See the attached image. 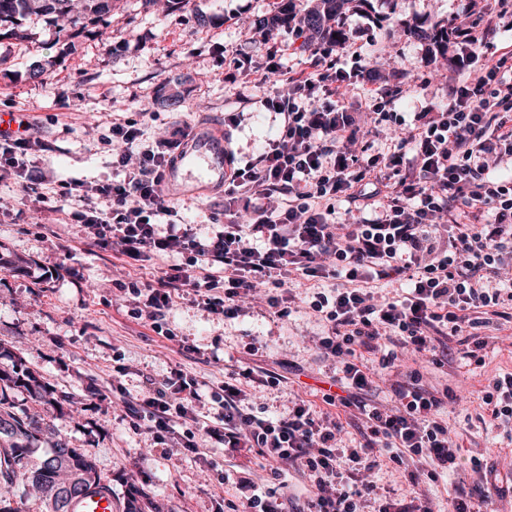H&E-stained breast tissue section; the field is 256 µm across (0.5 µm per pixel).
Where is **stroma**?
<instances>
[{
    "label": "stroma",
    "mask_w": 512,
    "mask_h": 512,
    "mask_svg": "<svg viewBox=\"0 0 512 512\" xmlns=\"http://www.w3.org/2000/svg\"><path fill=\"white\" fill-rule=\"evenodd\" d=\"M283 2L189 0L168 11L145 0H117L99 28L79 36L53 17L29 16L17 21L21 38L0 39V111L26 113L43 144L24 157L22 184L0 181V366L21 365L49 390L66 395L62 410H49L46 422L111 481L117 512H124L133 491L145 494L159 512H229L241 471L250 470L259 486L269 484V465L257 452L223 447L165 453L148 431L134 429L130 405L147 376L176 368L192 372L207 405L225 377L247 366L256 381L254 412L284 414L303 399L318 413L340 418L344 445L363 439L356 408L323 400L338 391L336 367L317 356L313 339L324 324L308 310L282 320L258 302L247 315L227 319L186 295L167 316L174 337L166 339L133 318L113 286L117 280L154 281L159 261L132 265L118 252L86 245L81 225L42 211L35 195L61 183L121 179L111 147L100 140L116 118L137 123L150 138L187 124L214 129L239 160L255 156L276 126L257 104L239 98L242 76L224 51L243 49L256 66L271 55L288 69L307 66L311 56L295 43L292 29L279 28L267 41L255 26L278 14ZM491 2L367 0L339 20L351 50L329 43L327 57L358 70L355 94L386 90L394 111L412 120L423 106L447 105L452 72L450 61L434 58L432 47L410 34V27L461 18ZM38 64L44 72L35 78L31 70ZM172 95L180 96L179 107L168 105ZM228 112L247 118L230 127L224 123ZM49 269L55 278L42 279ZM479 335L486 346L478 358L461 357L452 340L450 363L443 368L408 353L383 370L379 354H363V364L375 374V400L391 401L393 384L410 370L420 371L425 387L445 394L441 416L459 455L457 470L433 484L412 483L402 467L384 462L375 476L380 495L408 505L426 491L448 512L464 492L480 505L484 490L472 470L475 457L494 468L498 485H512V441L490 429L479 405L489 380L512 372V318H492ZM253 337L258 348L250 352ZM270 375L279 385L265 386Z\"/></svg>",
    "instance_id": "obj_1"
}]
</instances>
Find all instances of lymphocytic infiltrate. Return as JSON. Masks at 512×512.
<instances>
[{
	"label": "lymphocytic infiltrate",
	"instance_id": "f902f5d3",
	"mask_svg": "<svg viewBox=\"0 0 512 512\" xmlns=\"http://www.w3.org/2000/svg\"><path fill=\"white\" fill-rule=\"evenodd\" d=\"M500 30L512 31L511 9L449 19L456 77L447 106L416 113L404 137L373 155L358 144L393 121V101L379 90L350 96L357 71L327 63L318 47L298 71L279 68L271 57L260 74L247 55H237L244 87L258 89L259 108L278 131L255 158L230 161L224 207L208 224L187 223L162 188L188 135L184 127L147 140L136 125L113 122L112 164L122 180L38 192L46 211L83 226L89 245L133 261L184 256L154 282L115 284L131 298L136 318L162 336L171 334L166 316L177 297L191 295L227 318L261 300L284 319L292 313L293 288L318 284L305 296L326 328L315 348L350 390L324 401L360 411L363 442L343 446L341 422L318 417L306 401L280 416L249 411L248 368L214 393L216 419H201L198 380L175 369L146 378L134 411L164 451L195 452L204 442L257 449L272 479H282L288 467L308 476L312 492L302 512H364L385 458L419 464L433 481L457 468L440 416L443 401L422 387L419 371L394 385L398 406L369 404L359 394L373 380L357 353L380 352L384 370L402 351L435 363L449 338L468 335L483 316L512 302V178L502 175L512 168V51L480 52ZM341 201L354 212L340 222ZM341 277L344 287L322 285ZM382 281L400 282L402 299L379 298L374 286ZM481 401L492 427H511L512 372L493 377Z\"/></svg>",
	"mask_w": 512,
	"mask_h": 512
}]
</instances>
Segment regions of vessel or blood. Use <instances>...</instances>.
Instances as JSON below:
<instances>
[{"mask_svg": "<svg viewBox=\"0 0 512 512\" xmlns=\"http://www.w3.org/2000/svg\"><path fill=\"white\" fill-rule=\"evenodd\" d=\"M228 147L223 134L190 131L174 165L166 172L164 188L173 197H183L223 186L228 173ZM73 512H114L112 495L100 490L77 500Z\"/></svg>", "mask_w": 512, "mask_h": 512, "instance_id": "obj_1", "label": "vessel or blood"}]
</instances>
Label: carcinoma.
I'll use <instances>...</instances> for the list:
<instances>
[{"label":"carcinoma","instance_id":"1","mask_svg":"<svg viewBox=\"0 0 512 512\" xmlns=\"http://www.w3.org/2000/svg\"><path fill=\"white\" fill-rule=\"evenodd\" d=\"M116 0H0V25L18 17L52 16L68 18L71 30L80 33L95 26L112 11ZM367 0H287L279 14L258 23L260 28H277L300 24L309 31L324 35L327 40L343 37L328 34L325 20L341 17L352 3ZM415 34L431 40L440 53L448 51V26L436 23L429 29L417 28ZM28 392L30 398L54 409L62 402L47 398L48 391L37 377L27 369L14 366L7 371L0 368V483L15 485L19 482L43 491L46 512H70L71 504L89 494L93 488L112 489L96 471L91 459L81 449L56 435L44 423L38 412L19 410L14 406L12 393L18 389ZM44 440L49 451L40 462L29 464L35 452L33 443Z\"/></svg>","mask_w":512,"mask_h":512}]
</instances>
